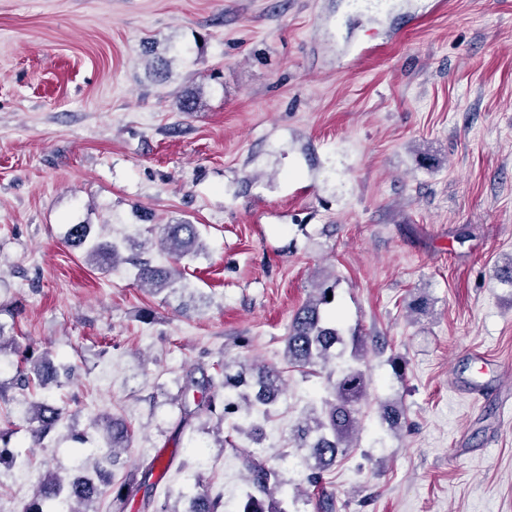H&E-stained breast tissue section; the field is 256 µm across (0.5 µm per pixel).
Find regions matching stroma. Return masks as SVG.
<instances>
[{
    "mask_svg": "<svg viewBox=\"0 0 512 512\" xmlns=\"http://www.w3.org/2000/svg\"><path fill=\"white\" fill-rule=\"evenodd\" d=\"M177 219L207 246L181 262L183 295L64 241L70 224L109 241ZM511 264L512 0H0V309L17 345L72 367L54 393L67 417L36 445L20 359L0 353V430L34 453L0 467V512L46 473L93 472L98 413L131 425L128 466L199 450L214 491L242 501L231 449L176 434L178 382L220 355L281 362L321 281L347 332L386 342L364 354L355 436L325 473L337 512H512ZM474 350L506 375L480 397L461 386ZM337 372H289L265 439H236L287 460L290 512L318 494L288 433ZM391 402L408 429L382 419Z\"/></svg>",
    "mask_w": 512,
    "mask_h": 512,
    "instance_id": "stroma-1",
    "label": "stroma"
}]
</instances>
